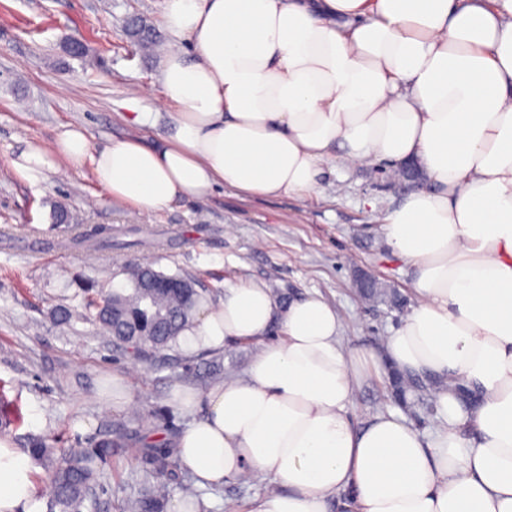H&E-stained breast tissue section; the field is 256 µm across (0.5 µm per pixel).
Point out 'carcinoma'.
<instances>
[{
	"instance_id": "cac0c4a2",
	"label": "carcinoma",
	"mask_w": 512,
	"mask_h": 512,
	"mask_svg": "<svg viewBox=\"0 0 512 512\" xmlns=\"http://www.w3.org/2000/svg\"><path fill=\"white\" fill-rule=\"evenodd\" d=\"M130 40L143 52L159 43L155 29L141 19L127 22ZM127 284L106 293L87 295L83 307L86 315L113 343L130 347L136 354L177 344L181 332L193 324L199 293L196 281L175 273L167 274L150 265L126 271ZM178 279L193 289L192 300L180 293L157 292L143 287L150 279ZM127 438L123 424L99 437L86 448L59 450L45 440L32 443V453L51 461L49 477L52 498L50 512H83L88 492L112 449ZM146 465L144 483L148 487L126 500L127 512H164L170 484L179 480L178 449L171 443L148 441L141 452Z\"/></svg>"
}]
</instances>
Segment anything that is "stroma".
<instances>
[{
	"instance_id": "stroma-1",
	"label": "stroma",
	"mask_w": 512,
	"mask_h": 512,
	"mask_svg": "<svg viewBox=\"0 0 512 512\" xmlns=\"http://www.w3.org/2000/svg\"><path fill=\"white\" fill-rule=\"evenodd\" d=\"M164 0H0V391L22 418L0 424V437L21 453L30 441L60 437L81 448L117 423L130 439L114 450L97 479L87 512H121L138 489L139 441L174 440L203 408L182 411L174 389L204 394L246 377L262 343L225 340L221 349L182 347L133 355L99 336L83 314L84 288L108 290L125 281L131 263L193 277L203 303H223L227 288L260 284L279 299L319 293L344 318L351 350L378 347L398 328L416 296L413 269L387 248L384 216L415 189L392 180L385 165L337 164L308 200L246 196L216 188L198 200L134 212L111 199L90 167L56 159L45 182L30 185L11 161L29 144H47L64 125L86 129L95 147L131 136L157 144L170 121L157 80L161 56H146L125 33L140 17L161 27ZM82 40L90 60L66 55ZM130 112H155L157 125L134 126ZM72 220L55 223L57 208ZM112 231V245L93 249L89 236ZM370 276L401 298V306L369 301L360 279ZM73 316L62 322L61 308ZM121 375L132 402L109 407L105 382ZM389 376L367 378L351 408L355 422L400 412ZM199 512H242L268 483L248 475L194 485Z\"/></svg>"
}]
</instances>
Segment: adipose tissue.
<instances>
[{
  "mask_svg": "<svg viewBox=\"0 0 512 512\" xmlns=\"http://www.w3.org/2000/svg\"><path fill=\"white\" fill-rule=\"evenodd\" d=\"M162 22L159 144L97 150L65 125L14 159L30 184L61 158L147 212L220 185L307 197L337 159L425 177L381 226L416 302L380 351H347L316 294L284 304L253 284L202 307L185 349L281 336L246 379L179 395L207 406L180 463L204 483L268 480L247 512H512V0H165ZM385 368L453 379L433 390L435 432L354 423L356 384ZM0 512H43L2 439Z\"/></svg>",
  "mask_w": 512,
  "mask_h": 512,
  "instance_id": "obj_1",
  "label": "adipose tissue"
}]
</instances>
